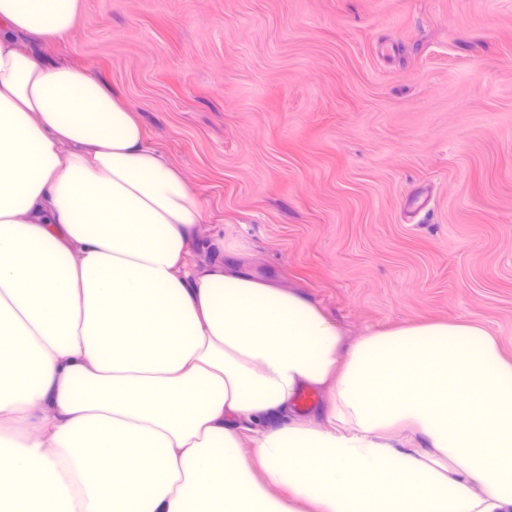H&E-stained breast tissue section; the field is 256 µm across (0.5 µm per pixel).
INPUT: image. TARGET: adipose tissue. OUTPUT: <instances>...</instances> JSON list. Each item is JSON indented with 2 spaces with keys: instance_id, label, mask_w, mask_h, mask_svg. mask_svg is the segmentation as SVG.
Instances as JSON below:
<instances>
[{
  "instance_id": "adipose-tissue-1",
  "label": "adipose tissue",
  "mask_w": 512,
  "mask_h": 512,
  "mask_svg": "<svg viewBox=\"0 0 512 512\" xmlns=\"http://www.w3.org/2000/svg\"><path fill=\"white\" fill-rule=\"evenodd\" d=\"M78 9L0 0V512H512L494 337L348 345L305 295L191 265L197 192L117 92L28 47Z\"/></svg>"
}]
</instances>
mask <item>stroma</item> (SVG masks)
<instances>
[{
  "label": "stroma",
  "mask_w": 512,
  "mask_h": 512,
  "mask_svg": "<svg viewBox=\"0 0 512 512\" xmlns=\"http://www.w3.org/2000/svg\"><path fill=\"white\" fill-rule=\"evenodd\" d=\"M42 47L197 191L192 258L308 295L345 341L476 321L512 360V0H80Z\"/></svg>",
  "instance_id": "obj_1"
}]
</instances>
